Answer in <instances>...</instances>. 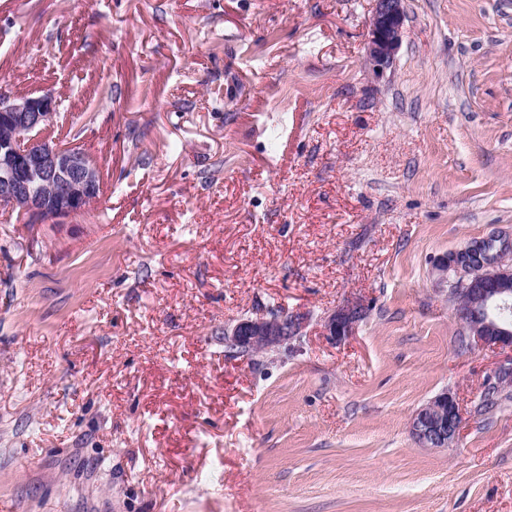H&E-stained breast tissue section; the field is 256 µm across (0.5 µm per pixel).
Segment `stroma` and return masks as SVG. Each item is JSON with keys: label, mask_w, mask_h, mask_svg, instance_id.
<instances>
[{"label": "stroma", "mask_w": 512, "mask_h": 512, "mask_svg": "<svg viewBox=\"0 0 512 512\" xmlns=\"http://www.w3.org/2000/svg\"><path fill=\"white\" fill-rule=\"evenodd\" d=\"M373 6L0 0V85L53 93L105 184L0 217V512H512V351L437 271L512 242V0H404L380 77ZM280 308L306 336L225 353ZM445 393L458 438L421 447ZM365 314V307L360 302L337 310L326 321L327 336L336 342L353 336L358 323L363 320ZM461 415L456 400L447 393L417 410L410 421L415 439L425 448H446L459 433Z\"/></svg>", "instance_id": "obj_1"}]
</instances>
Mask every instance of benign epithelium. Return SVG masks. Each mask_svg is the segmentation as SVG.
<instances>
[{
    "label": "benign epithelium",
    "mask_w": 512,
    "mask_h": 512,
    "mask_svg": "<svg viewBox=\"0 0 512 512\" xmlns=\"http://www.w3.org/2000/svg\"><path fill=\"white\" fill-rule=\"evenodd\" d=\"M365 33L372 71L380 75L390 67L399 49L405 19L403 0H374ZM51 94L17 95L0 90V204L28 217L33 224L62 221L90 211L103 195L102 169L81 148L64 138L44 136L56 114ZM503 247L490 258L482 240L472 241L440 264L443 280L453 274L463 285L482 277V288L466 306L456 304L455 314L470 335L488 346L512 350V327L503 318L512 310V265L503 261ZM366 314L362 303L341 308L325 324L329 339L342 341L355 334ZM309 323L304 313L278 312L242 318L224 326L228 353L258 350L269 354L305 335ZM461 415L456 400L442 394L417 410L410 421L415 439L425 448H447L459 433Z\"/></svg>",
    "instance_id": "1"
}]
</instances>
